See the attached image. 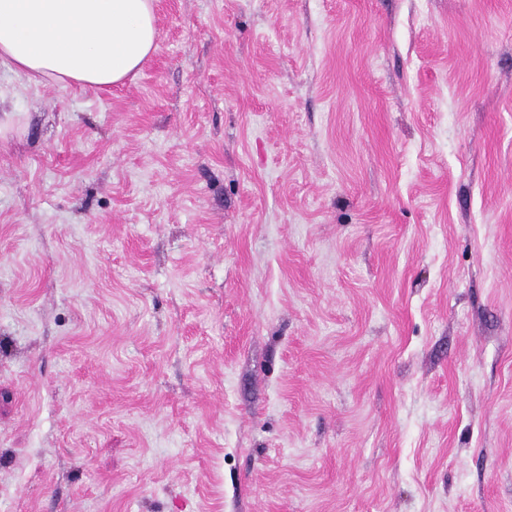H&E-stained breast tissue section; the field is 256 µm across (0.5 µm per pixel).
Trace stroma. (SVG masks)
<instances>
[{
	"mask_svg": "<svg viewBox=\"0 0 512 512\" xmlns=\"http://www.w3.org/2000/svg\"><path fill=\"white\" fill-rule=\"evenodd\" d=\"M156 23L0 67V512H512V0Z\"/></svg>",
	"mask_w": 512,
	"mask_h": 512,
	"instance_id": "stroma-1",
	"label": "stroma"
}]
</instances>
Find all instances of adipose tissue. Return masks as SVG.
<instances>
[{"label":"adipose tissue","instance_id":"1","mask_svg":"<svg viewBox=\"0 0 512 512\" xmlns=\"http://www.w3.org/2000/svg\"><path fill=\"white\" fill-rule=\"evenodd\" d=\"M156 39L154 0H0V66L36 85L124 82Z\"/></svg>","mask_w":512,"mask_h":512}]
</instances>
